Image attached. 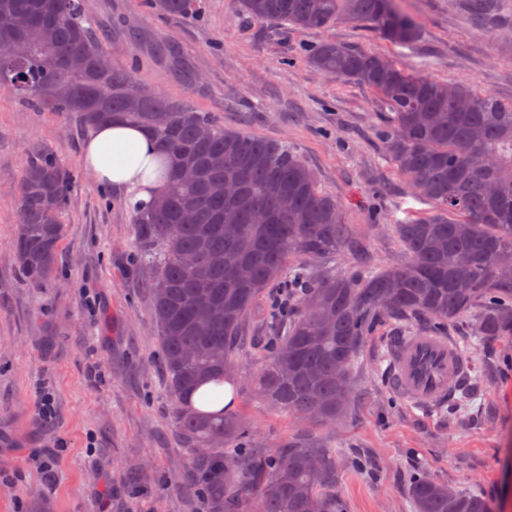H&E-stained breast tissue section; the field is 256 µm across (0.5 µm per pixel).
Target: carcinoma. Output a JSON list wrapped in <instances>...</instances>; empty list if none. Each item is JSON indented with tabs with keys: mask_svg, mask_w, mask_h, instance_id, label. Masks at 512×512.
<instances>
[{
	"mask_svg": "<svg viewBox=\"0 0 512 512\" xmlns=\"http://www.w3.org/2000/svg\"><path fill=\"white\" fill-rule=\"evenodd\" d=\"M160 14L191 16L198 0H145ZM478 25L498 0H469ZM255 21L324 29L361 22L397 45L417 25L396 0H241ZM0 81L32 109L73 112L86 128L121 121L146 129L168 179L148 208H132L134 236L155 263L150 284L175 419L196 448L182 489L210 512H347L336 492L334 451L304 434L268 455L247 453L250 434L231 405L203 410L207 385H234L238 336L273 282L303 287L275 304L258 394L274 410L315 423L345 416L351 373L374 326L419 319L436 333L468 318L477 336H512V101L407 73L386 56L325 41L310 53L319 71L376 92L387 108L386 158L410 190L421 183L436 210L395 221L407 260L359 273L318 271L312 262L357 246L342 205L288 146L245 136L209 112L137 81L94 34L82 0H0ZM84 60L77 70L71 62ZM65 83L69 95L59 98ZM202 125L212 128L198 137ZM195 171L191 181L180 169ZM73 175L43 149L27 160L13 242L26 281L53 276ZM416 512H495L477 494L448 491L420 473Z\"/></svg>",
	"mask_w": 512,
	"mask_h": 512,
	"instance_id": "1",
	"label": "carcinoma"
}]
</instances>
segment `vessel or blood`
Instances as JSON below:
<instances>
[{
  "mask_svg": "<svg viewBox=\"0 0 512 512\" xmlns=\"http://www.w3.org/2000/svg\"><path fill=\"white\" fill-rule=\"evenodd\" d=\"M388 353V385L416 408L445 401L465 381V364L450 337L430 333L395 336Z\"/></svg>",
  "mask_w": 512,
  "mask_h": 512,
  "instance_id": "obj_1",
  "label": "vessel or blood"
}]
</instances>
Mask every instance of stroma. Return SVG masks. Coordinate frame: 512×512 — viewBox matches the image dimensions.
I'll use <instances>...</instances> for the list:
<instances>
[{"label":"stroma","instance_id":"35a3bbf8","mask_svg":"<svg viewBox=\"0 0 512 512\" xmlns=\"http://www.w3.org/2000/svg\"><path fill=\"white\" fill-rule=\"evenodd\" d=\"M85 7L112 60L135 64L141 84L217 114L243 135L287 144L336 195L359 249L320 261L323 270L405 261L388 223L432 204L412 196L383 155L380 97L315 69L310 49L336 41L388 55L406 72L512 100V26L476 25L464 0H407L420 30L405 46L356 23H260L239 0H200L190 19L156 15L140 0H85ZM89 135L72 113L30 111L0 83V512H29L36 499L50 512H203L202 501L179 488L192 450L167 392L147 288L155 270L137 256L127 193L100 185L85 167ZM37 145L74 175L57 272L43 288L24 280L12 251L18 187ZM269 319L268 302L250 311L234 361L233 410L258 454L304 429L294 415L267 407L255 388ZM399 332L374 328L352 374L345 418L312 429L336 450V488L348 512H414L417 473L512 512V336L476 338L464 320L449 329L476 369H498L452 417L444 405L416 409L388 386V342ZM43 382L55 394L49 426L38 415ZM51 449L53 469L41 472L33 459ZM132 472L134 485L126 481Z\"/></svg>","mask_w":512,"mask_h":512}]
</instances>
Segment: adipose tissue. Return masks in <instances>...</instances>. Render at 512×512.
<instances>
[{
	"mask_svg": "<svg viewBox=\"0 0 512 512\" xmlns=\"http://www.w3.org/2000/svg\"><path fill=\"white\" fill-rule=\"evenodd\" d=\"M160 159L148 132L122 122L96 127L84 152L85 165L99 183L126 189L144 201L162 188L157 180Z\"/></svg>",
	"mask_w": 512,
	"mask_h": 512,
	"instance_id": "adipose-tissue-1",
	"label": "adipose tissue"
}]
</instances>
